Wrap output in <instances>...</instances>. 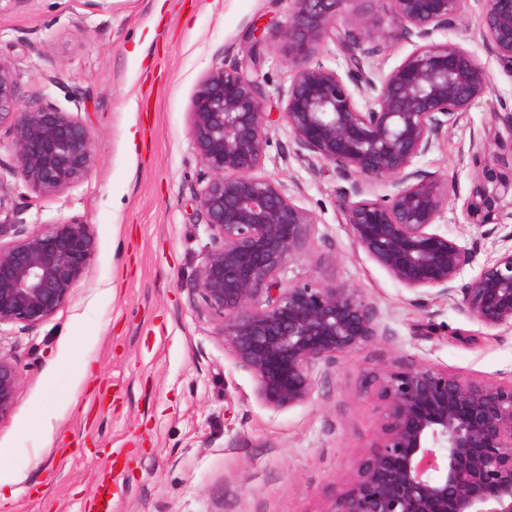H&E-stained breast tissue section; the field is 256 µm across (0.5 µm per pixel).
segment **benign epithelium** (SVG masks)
<instances>
[{
  "instance_id": "7a95c632",
  "label": "benign epithelium",
  "mask_w": 512,
  "mask_h": 512,
  "mask_svg": "<svg viewBox=\"0 0 512 512\" xmlns=\"http://www.w3.org/2000/svg\"><path fill=\"white\" fill-rule=\"evenodd\" d=\"M345 2L294 0L281 28L292 67L281 112L266 111L264 85L242 65L209 71L189 112L200 164L196 211L213 240L196 289L220 318L219 335L253 375L257 400L278 409L307 402L310 366L361 348L377 335V322L357 288L283 282L313 221L283 183L262 174L275 121L349 182L345 224L393 280L416 294L459 292L469 317L489 329H512V246L456 286L477 252L437 230L448 179L414 167L489 86L473 54L432 40L436 31L463 25L465 0H386L393 26L367 32L368 48L364 17L336 26ZM481 25L490 52L512 66V0H484ZM329 35L350 50L343 74L313 61ZM394 38L415 49L379 78L367 74L361 56ZM2 142L38 197L65 191L97 162L86 123L42 95L24 96L14 62L0 56ZM369 181H386L394 191L368 200ZM96 253L94 233L80 217L24 229L0 183V327L47 321ZM19 383L15 365L0 356V421L11 414ZM379 397L385 414L372 451L328 512H512V384L410 365L387 375Z\"/></svg>"
}]
</instances>
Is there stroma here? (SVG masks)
Returning <instances> with one entry per match:
<instances>
[{
	"mask_svg": "<svg viewBox=\"0 0 512 512\" xmlns=\"http://www.w3.org/2000/svg\"><path fill=\"white\" fill-rule=\"evenodd\" d=\"M155 0H0V55L12 59L26 93L47 96L91 129L97 164L63 193L33 197L0 149V183L27 228L86 220L98 253L86 278L43 324L0 328V355L20 386L0 421L1 461L19 480L0 512H87L100 480L115 482L112 512H326L383 419L378 397L391 371L408 364L473 381L512 382V331L468 317L459 300H416L354 242L341 212L343 180L302 150L284 123L271 124L263 173L282 182L313 218L284 281L361 289L378 334L357 351L310 368L301 405L259 402L252 374L217 329L195 287L211 244L198 217L199 161L190 133L192 98L205 75L246 57L249 36L265 41L257 76L267 109L280 111L291 69L281 27L289 0H170L148 30ZM483 0H466L464 24L434 33L474 54L487 92L415 161L447 177L439 231L479 262L512 231V166L496 159L493 122L512 112V69L482 35ZM148 56L131 57L147 32ZM136 140H129V132ZM482 186L492 225L467 210Z\"/></svg>",
	"mask_w": 512,
	"mask_h": 512,
	"instance_id": "1",
	"label": "stroma"
}]
</instances>
